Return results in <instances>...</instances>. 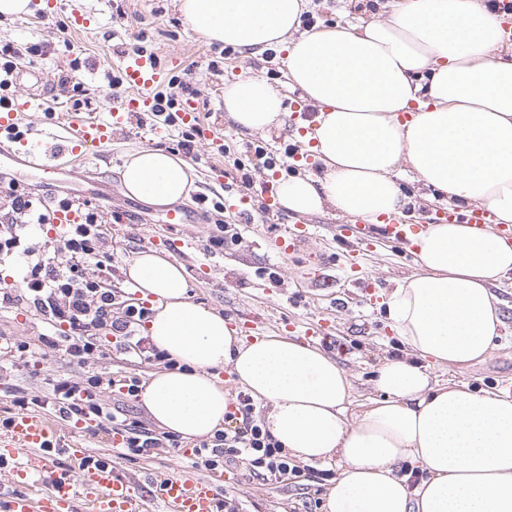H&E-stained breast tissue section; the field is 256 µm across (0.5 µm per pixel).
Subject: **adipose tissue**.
I'll list each match as a JSON object with an SVG mask.
<instances>
[{"label": "adipose tissue", "mask_w": 512, "mask_h": 512, "mask_svg": "<svg viewBox=\"0 0 512 512\" xmlns=\"http://www.w3.org/2000/svg\"><path fill=\"white\" fill-rule=\"evenodd\" d=\"M306 0H180L209 40L256 52L282 45L288 78L317 107L312 137L322 176L277 181L280 202L307 215L402 213L393 179L408 164L422 187L461 210L512 224V48L490 0H392L388 18L299 33ZM241 128L280 126L282 95L266 80L224 91ZM127 194L166 205L186 197L189 167L155 149L130 155ZM416 272L387 301L407 346L384 358L379 400L350 413L352 383L322 350L286 336L247 342L223 315L191 301L182 267L138 254L127 276L157 299L146 333L176 362L141 393L160 427L185 439L220 430L229 399L216 371L269 406L266 427L305 464H335L325 512H512V395L441 385L432 368L484 361L503 325L496 287L512 274V237L470 224L430 225L414 239ZM420 470L409 483L402 465Z\"/></svg>", "instance_id": "adipose-tissue-1"}]
</instances>
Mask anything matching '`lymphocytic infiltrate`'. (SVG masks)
Listing matches in <instances>:
<instances>
[{
	"label": "lymphocytic infiltrate",
	"mask_w": 512,
	"mask_h": 512,
	"mask_svg": "<svg viewBox=\"0 0 512 512\" xmlns=\"http://www.w3.org/2000/svg\"><path fill=\"white\" fill-rule=\"evenodd\" d=\"M37 44H17L11 41L0 44V103L10 101L13 75L20 61L34 60L41 56ZM190 84L185 74L172 75L153 92V118L162 120L164 126L177 129V146L185 156L195 157L196 131L184 124L179 113L182 98L189 92ZM17 222L0 226V254H40L41 259L29 275L23 276L21 289L36 309L50 322L62 326L68 354L84 363L93 355L97 346L93 329L111 326L125 337L134 336V326L146 318L145 308L127 307L122 316L112 314L115 296L103 287L100 276L80 272L63 275L56 271L53 251L47 243H26L17 231ZM100 237V226L95 214H85L82 221L70 225L59 241L61 250L71 260L81 261L92 255ZM138 355L149 360H163V352L150 346L146 339L135 338ZM115 379L91 374L79 382H52L50 394L53 405L64 417L76 420L106 419L116 416L98 401L104 388L115 386ZM254 405L247 394H239L233 412L227 413L223 430L215 432L212 440L202 443L192 462L198 470L212 471L225 465L244 463L250 474L281 479L301 477L302 472L289 460L281 446L263 424L254 416Z\"/></svg>",
	"instance_id": "obj_1"
}]
</instances>
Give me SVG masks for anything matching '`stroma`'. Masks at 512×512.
<instances>
[{
  "instance_id": "35a3bbf8",
  "label": "stroma",
  "mask_w": 512,
  "mask_h": 512,
  "mask_svg": "<svg viewBox=\"0 0 512 512\" xmlns=\"http://www.w3.org/2000/svg\"><path fill=\"white\" fill-rule=\"evenodd\" d=\"M387 0H311L309 15L313 27L357 25L371 18L389 15ZM90 15L89 30L59 33L55 23L67 20L72 9ZM146 33V48L155 53L162 68L177 73L193 66V88L189 99L199 112L217 113V135L235 149L248 144L267 143L270 137L289 138L296 128L284 121L270 132H250L224 118V90L244 76L260 77L278 90L296 96L291 88L286 64L287 52L248 53L209 42L194 30L178 8V0H57L47 6L45 0H33L30 14L16 18L0 17V40L19 44L47 45L48 53L35 61L34 74L23 75L13 87L14 97L45 94L48 105H36L28 111L27 126L49 132L53 124L50 112H70L75 101L88 102L90 111L105 112L113 101L105 74L118 67L124 51L133 47L138 33ZM81 58L79 92L61 86L59 73L69 70L74 58ZM177 139L172 134L155 136L151 126L128 125L114 132L106 157L88 158L83 164H66L59 169L40 171L0 154V222L12 216L10 199L21 192L32 201L35 211H42L43 199H74L85 211L96 212L101 222L102 239L95 258L84 265L86 274L102 272L115 295L132 304L142 303L141 294L127 286L125 269L133 260L132 251L122 250L128 235L148 236L162 225L166 209L128 197L120 172L130 153L140 148L172 152ZM211 141L197 139L196 162L190 163L192 185L189 194L178 200L185 210V223L170 227L167 237L189 240L187 252L175 253L168 244L156 251L175 265L183 267L192 301L221 312L230 327H238L241 317L255 319L253 336L286 335V323L335 321L340 348L330 355L346 371L353 385V411H361L378 398L372 378L383 358L401 352L403 344L389 325L387 299L398 285L416 270L414 262H404L382 242H375L355 270L356 278L377 284L374 295L358 288L345 287L348 275L329 262L337 245L332 225L341 223L342 214L332 206L311 214L312 223L321 227L318 238L309 241L288 257L278 254V244L285 236L287 217L274 221L257 214L261 189L272 177L288 178L295 171L290 165L269 170L261 166L249 169L252 183L243 186L241 173L232 162L216 156ZM245 187L249 207L255 210L253 223L236 225L239 240H225L223 248L210 249V237L219 234L225 213L219 210L223 186ZM504 325L503 337L483 362L466 367L439 368L435 376L441 382L466 383L475 388L496 389L503 380H512V278L497 288ZM99 350L86 363H79L65 350L59 330L14 290L11 300L0 299V340L9 345L0 354V419L15 415L16 392L44 396L51 380L82 381L89 373L99 372L114 378L144 381L163 370L162 362L145 360L129 352L115 351L120 332L104 326L96 330ZM120 471L135 488L145 484L149 471H164L179 463L176 449H155L151 455L118 457ZM304 477L284 482L265 481L250 475L244 465L226 467V496L238 512H325L328 488L336 476L331 467L305 466Z\"/></svg>"
}]
</instances>
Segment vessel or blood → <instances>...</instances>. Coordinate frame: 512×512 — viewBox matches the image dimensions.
Returning <instances> with one entry per match:
<instances>
[{
  "instance_id": "b4317fda",
  "label": "vessel or blood",
  "mask_w": 512,
  "mask_h": 512,
  "mask_svg": "<svg viewBox=\"0 0 512 512\" xmlns=\"http://www.w3.org/2000/svg\"><path fill=\"white\" fill-rule=\"evenodd\" d=\"M119 72L124 84L132 89V96L113 106L107 118L88 115L58 124L53 148L43 149L38 141L29 143L25 166L46 171L69 155H101L114 131L125 127L134 116L152 111L151 92L167 78L156 56L147 52L126 53ZM47 213L49 224L60 229L78 221L72 206L64 202L52 201ZM443 217L449 222L480 227L493 221L492 213L479 206L464 213L452 208ZM421 230V225L405 223L401 216L394 215L383 218L378 226L363 219L336 225L333 238L344 245L343 257L353 265L378 239L403 257L412 258L413 238ZM312 231L311 224L296 219L288 228L281 253L287 255L299 249L310 240ZM59 428L57 419L39 413L22 412L12 417L8 435L0 436V468L10 469L15 481L12 490L0 495V512H79L75 502L80 497L85 500V508L80 512H153L157 504L163 512H220L224 477L218 473L200 479L176 470L149 479V490L142 495L119 475L111 461H87L81 445H72L68 450L71 467H59L47 452Z\"/></svg>"
}]
</instances>
